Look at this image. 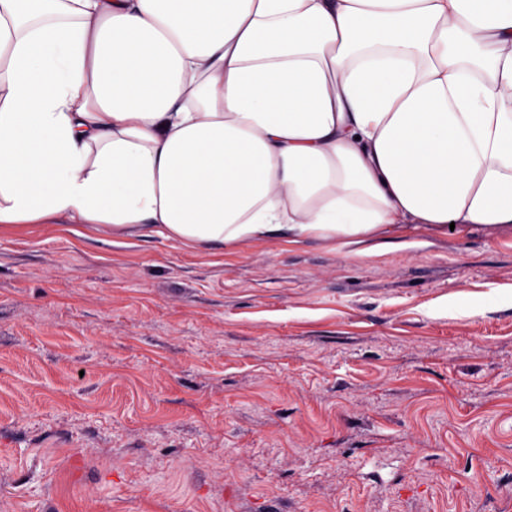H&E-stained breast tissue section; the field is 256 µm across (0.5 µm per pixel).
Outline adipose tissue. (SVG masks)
<instances>
[{
  "instance_id": "1",
  "label": "adipose tissue",
  "mask_w": 512,
  "mask_h": 512,
  "mask_svg": "<svg viewBox=\"0 0 512 512\" xmlns=\"http://www.w3.org/2000/svg\"><path fill=\"white\" fill-rule=\"evenodd\" d=\"M512 225V0H0V230Z\"/></svg>"
}]
</instances>
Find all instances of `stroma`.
I'll list each match as a JSON object with an SVG mask.
<instances>
[{
	"instance_id": "obj_1",
	"label": "stroma",
	"mask_w": 512,
	"mask_h": 512,
	"mask_svg": "<svg viewBox=\"0 0 512 512\" xmlns=\"http://www.w3.org/2000/svg\"><path fill=\"white\" fill-rule=\"evenodd\" d=\"M0 512H512V228L1 231Z\"/></svg>"
}]
</instances>
